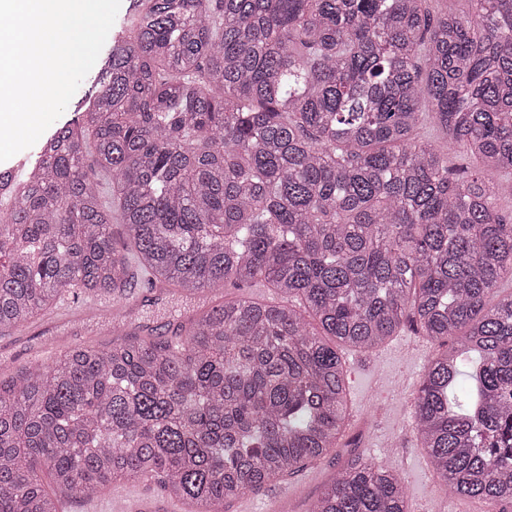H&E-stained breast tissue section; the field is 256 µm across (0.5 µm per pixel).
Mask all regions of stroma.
<instances>
[{
    "instance_id": "stroma-1",
    "label": "stroma",
    "mask_w": 512,
    "mask_h": 512,
    "mask_svg": "<svg viewBox=\"0 0 512 512\" xmlns=\"http://www.w3.org/2000/svg\"><path fill=\"white\" fill-rule=\"evenodd\" d=\"M54 335H0V377L9 378L29 368L28 355ZM441 351L439 342L404 329L399 336L370 353L346 354L351 401L349 438L356 448H339L316 465H305L285 476L291 494L287 512H305L308 502L353 456L375 460L399 470L405 477L409 503L430 508L442 500V486L433 477L414 432L413 399L430 362Z\"/></svg>"
}]
</instances>
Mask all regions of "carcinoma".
Listing matches in <instances>:
<instances>
[{
	"label": "carcinoma",
	"mask_w": 512,
	"mask_h": 512,
	"mask_svg": "<svg viewBox=\"0 0 512 512\" xmlns=\"http://www.w3.org/2000/svg\"><path fill=\"white\" fill-rule=\"evenodd\" d=\"M134 2L81 120L0 181V334L70 288L126 287L133 262L182 292L262 281L280 301L226 296L175 347L130 335L0 379V512L150 479L221 512L340 447L343 350L407 325L457 337L414 399L431 468L458 497L511 505L512 294H491L512 283L496 204L512 0L466 17L436 0ZM455 148L471 166L448 167ZM306 512H409L403 476L354 457Z\"/></svg>",
	"instance_id": "1"
}]
</instances>
